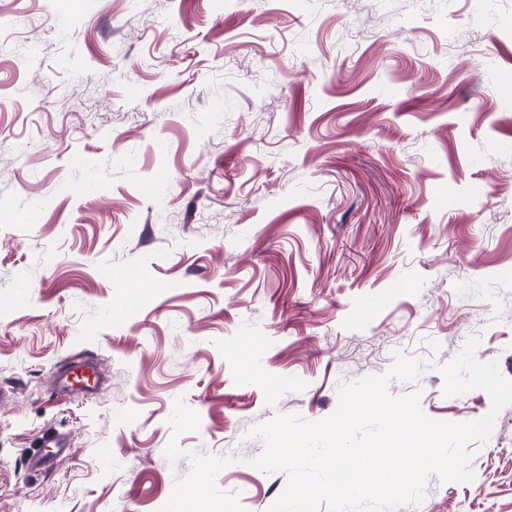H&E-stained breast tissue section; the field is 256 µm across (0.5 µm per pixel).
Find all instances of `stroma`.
<instances>
[{"mask_svg":"<svg viewBox=\"0 0 512 512\" xmlns=\"http://www.w3.org/2000/svg\"><path fill=\"white\" fill-rule=\"evenodd\" d=\"M507 89L512 0H0V512H169L203 477L267 512L250 428L397 350L429 365L392 396L484 416L440 368L477 333L512 378ZM84 351L109 389L53 394ZM472 468L398 512H512V406ZM71 447L70 441L66 433L55 432L51 437L47 438L42 446L45 448L37 459L30 461V467H41L49 469L55 461L65 458Z\"/></svg>","mask_w":512,"mask_h":512,"instance_id":"1","label":"stroma"}]
</instances>
